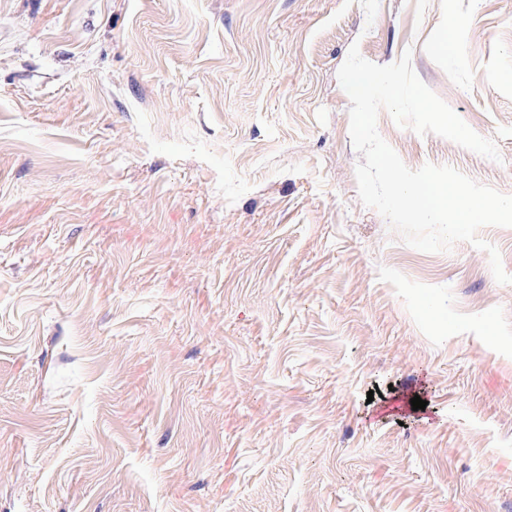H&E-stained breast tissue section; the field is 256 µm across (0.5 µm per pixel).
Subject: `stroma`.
I'll return each mask as SVG.
<instances>
[{"mask_svg":"<svg viewBox=\"0 0 512 512\" xmlns=\"http://www.w3.org/2000/svg\"><path fill=\"white\" fill-rule=\"evenodd\" d=\"M354 44L512 195V0H0V512H512V284L360 201Z\"/></svg>","mask_w":512,"mask_h":512,"instance_id":"obj_1","label":"stroma"}]
</instances>
